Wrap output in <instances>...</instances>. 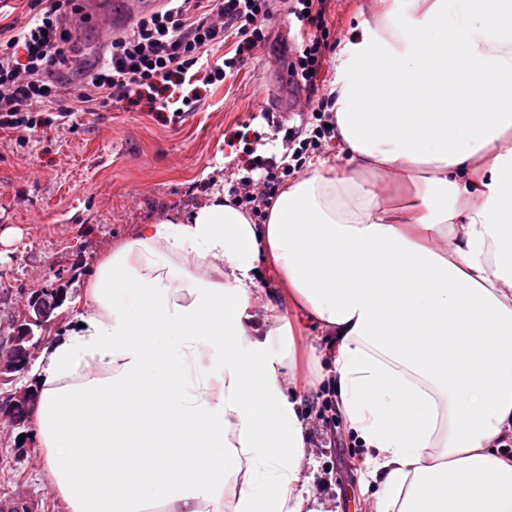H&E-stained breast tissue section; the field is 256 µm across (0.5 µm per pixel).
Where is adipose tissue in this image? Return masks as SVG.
<instances>
[{
	"instance_id": "obj_1",
	"label": "adipose tissue",
	"mask_w": 512,
	"mask_h": 512,
	"mask_svg": "<svg viewBox=\"0 0 512 512\" xmlns=\"http://www.w3.org/2000/svg\"><path fill=\"white\" fill-rule=\"evenodd\" d=\"M340 55L345 164L263 224L217 192L139 225L42 348L30 421L67 512H324L304 323L371 512H512V0H380Z\"/></svg>"
}]
</instances>
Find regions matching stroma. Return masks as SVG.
<instances>
[{
    "label": "stroma",
    "mask_w": 512,
    "mask_h": 512,
    "mask_svg": "<svg viewBox=\"0 0 512 512\" xmlns=\"http://www.w3.org/2000/svg\"><path fill=\"white\" fill-rule=\"evenodd\" d=\"M371 8L372 0H328L334 33L313 90L289 77V17L284 0H275L265 44L223 85L200 87L188 116L171 119L143 100L75 113L40 128L25 145L0 130V326L35 288L65 289L72 310L83 309L87 266L139 225L188 214L206 196L239 183L246 156L227 141L241 124L258 135L255 158L287 154L285 131L304 118L289 112V104L331 92L340 50ZM69 27L83 54L118 33L109 19L85 9L71 16ZM303 410L314 425L313 496L329 512H368L365 450L345 432L335 402L319 388L305 395ZM43 467L33 438L18 440L0 419V497L21 492L49 502L48 512H65L43 481Z\"/></svg>",
    "instance_id": "35a3bbf8"
}]
</instances>
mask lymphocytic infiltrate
Listing matches in <instances>:
<instances>
[{
  "label": "lymphocytic infiltrate",
  "mask_w": 512,
  "mask_h": 512,
  "mask_svg": "<svg viewBox=\"0 0 512 512\" xmlns=\"http://www.w3.org/2000/svg\"><path fill=\"white\" fill-rule=\"evenodd\" d=\"M25 25L0 24V130L20 143L48 122L58 104L59 119L112 102L148 99L182 117L198 101V85H215L238 73L246 55L266 41L264 25L272 0H165L113 36L94 61L75 56L69 17L76 0H31ZM327 0H291L298 26L292 80L311 86L325 60ZM236 47L222 63L209 64V48L226 39Z\"/></svg>",
  "instance_id": "obj_1"
}]
</instances>
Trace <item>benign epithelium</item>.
Listing matches in <instances>:
<instances>
[{
	"label": "benign epithelium",
	"instance_id": "7a95c632",
	"mask_svg": "<svg viewBox=\"0 0 512 512\" xmlns=\"http://www.w3.org/2000/svg\"><path fill=\"white\" fill-rule=\"evenodd\" d=\"M67 294L61 292L44 301L41 292L31 294L19 315L11 318L8 332L0 336V382L10 381L31 368L34 351L46 342L45 336L34 338L33 328L47 329L45 319H58V310L65 304ZM37 399L31 390L11 389L0 394V416L10 419L12 426L21 429L27 425L28 412Z\"/></svg>",
	"mask_w": 512,
	"mask_h": 512
}]
</instances>
